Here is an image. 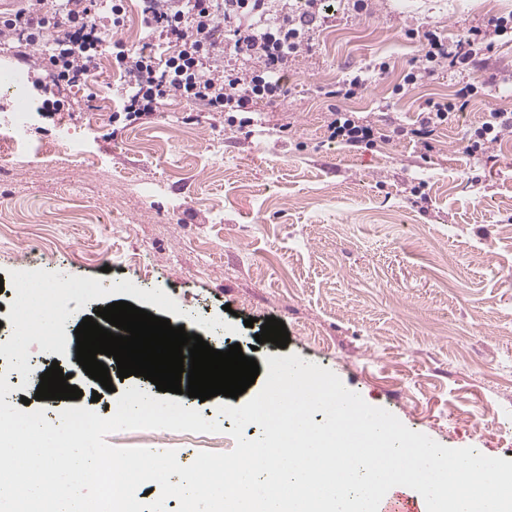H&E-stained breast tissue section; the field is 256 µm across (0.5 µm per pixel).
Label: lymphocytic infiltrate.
<instances>
[{
  "mask_svg": "<svg viewBox=\"0 0 512 512\" xmlns=\"http://www.w3.org/2000/svg\"><path fill=\"white\" fill-rule=\"evenodd\" d=\"M324 8L325 0H304L299 11L291 0H141V26L152 41L132 50L119 36L125 0H22L0 15V41L18 43L16 59L37 62L61 92L93 77L103 49L111 48L127 124L146 122L168 100L180 99L239 113L246 128L254 124L257 101L284 95L288 61ZM221 28L227 38H219ZM507 30L498 18L452 43L425 32L417 71L425 76L444 64L468 66ZM228 53L241 58L240 68L225 69Z\"/></svg>",
  "mask_w": 512,
  "mask_h": 512,
  "instance_id": "1",
  "label": "lymphocytic infiltrate"
}]
</instances>
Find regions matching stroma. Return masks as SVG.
I'll return each mask as SVG.
<instances>
[{
  "label": "stroma",
  "mask_w": 512,
  "mask_h": 512,
  "mask_svg": "<svg viewBox=\"0 0 512 512\" xmlns=\"http://www.w3.org/2000/svg\"><path fill=\"white\" fill-rule=\"evenodd\" d=\"M327 2L289 64L286 97L257 103L251 135L181 101L148 123L113 122L120 76L107 53L41 119L48 91L0 45V68L26 97L0 93V137L19 107L29 111L0 151V278L42 269L163 289L183 313L235 325L198 328L211 347L240 344L261 366L300 355L409 429L512 461V137L466 149L490 113L512 114V38L472 66L406 81L425 32L458 40L512 20V0H367L361 11ZM358 73L361 96L324 95ZM467 85V111L426 152L410 128ZM337 106L378 129L373 145L330 138ZM268 317L284 322L286 348L256 343ZM176 400L219 419L221 432L123 430L107 443L173 449L184 465L234 448L233 423L216 408L241 399Z\"/></svg>",
  "instance_id": "1"
}]
</instances>
